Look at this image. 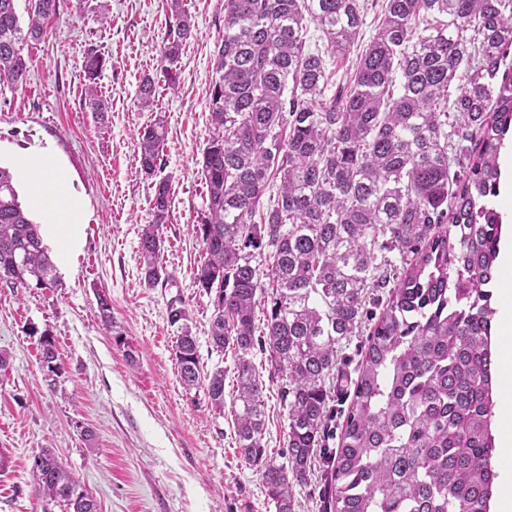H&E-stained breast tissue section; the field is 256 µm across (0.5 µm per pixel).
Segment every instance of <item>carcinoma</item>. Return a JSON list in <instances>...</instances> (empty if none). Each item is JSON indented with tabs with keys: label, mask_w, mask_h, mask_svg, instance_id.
Segmentation results:
<instances>
[{
	"label": "carcinoma",
	"mask_w": 512,
	"mask_h": 512,
	"mask_svg": "<svg viewBox=\"0 0 512 512\" xmlns=\"http://www.w3.org/2000/svg\"><path fill=\"white\" fill-rule=\"evenodd\" d=\"M16 2L0 0V79L19 88L31 66L21 44L43 38L58 0H26L25 29ZM166 2L159 72L173 87L193 24L183 0ZM362 9L359 0H225L201 159L203 259L193 280L211 298L213 350L236 355L237 448L258 469L276 512H293V487L307 483L319 452L331 512H490L491 286L501 216L489 202L512 131V74L499 75L512 51V0H385L349 89L328 98L332 75L306 50L307 19L340 56L355 45ZM104 62L99 49H87L84 100L97 114L109 108L97 89ZM157 84L149 75L140 81L141 107L153 105ZM165 139L161 119L140 134L138 161L148 176L161 170ZM276 180L279 193L265 207ZM152 210L139 238L149 286L166 275L165 178L154 183ZM389 249L410 260L369 332L341 446L326 448L338 352L362 326L377 253ZM53 270L12 174L0 167V273L15 288H46ZM168 320L181 325L183 387L204 389L224 413V370L202 374L184 308L170 305ZM256 348L287 410V444L278 451L263 445ZM40 363L55 388L64 365L47 333ZM30 473L47 501L100 512L51 449L32 456Z\"/></svg>",
	"instance_id": "obj_1"
}]
</instances>
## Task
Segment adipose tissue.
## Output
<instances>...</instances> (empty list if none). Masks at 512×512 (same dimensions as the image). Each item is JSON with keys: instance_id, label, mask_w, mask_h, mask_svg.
Returning <instances> with one entry per match:
<instances>
[{"instance_id": "adipose-tissue-1", "label": "adipose tissue", "mask_w": 512, "mask_h": 512, "mask_svg": "<svg viewBox=\"0 0 512 512\" xmlns=\"http://www.w3.org/2000/svg\"><path fill=\"white\" fill-rule=\"evenodd\" d=\"M13 165L31 188V207L45 217L39 229L43 244L51 247L60 265H68L83 241L81 200L68 190L59 168L50 158L27 153L16 156Z\"/></svg>"}]
</instances>
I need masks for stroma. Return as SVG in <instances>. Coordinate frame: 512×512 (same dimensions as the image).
I'll use <instances>...</instances> for the list:
<instances>
[{
  "mask_svg": "<svg viewBox=\"0 0 512 512\" xmlns=\"http://www.w3.org/2000/svg\"><path fill=\"white\" fill-rule=\"evenodd\" d=\"M195 29L184 43L174 88L159 85L153 107H140L138 85L155 74L167 38L166 0H59V14L40 42L25 45L33 67L23 87L0 83V166L42 151L61 167L83 202L84 242L52 288H13L0 275V512H43L29 459L52 448L99 502L102 512H276L261 476L235 443L231 415L214 413L203 390H185L178 375V327L169 306L186 308L205 372L225 371L232 392L235 356L209 344L213 308L193 271L202 245L195 233L205 207L202 150L209 136L213 50L224 33V0H184ZM307 42L322 54L334 87L356 69L355 44L335 57L316 26ZM107 58L99 89L110 110L83 101L84 53ZM163 119L162 176L171 183V218L161 228L169 278L147 287L139 237L152 221V181L140 170L142 128ZM112 301L121 331L100 320L98 291ZM369 320L343 343L339 368L354 374L373 318L389 298L372 289ZM116 330V331H117ZM55 337L65 372L48 388L39 363L41 333ZM94 432L86 442L84 429Z\"/></svg>",
  "mask_w": 512,
  "mask_h": 512,
  "instance_id": "1",
  "label": "stroma"
}]
</instances>
